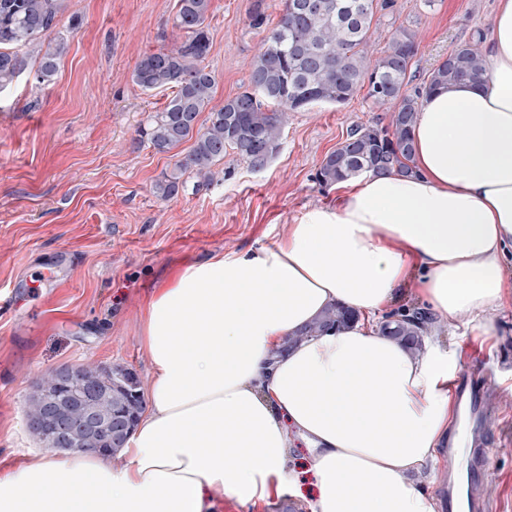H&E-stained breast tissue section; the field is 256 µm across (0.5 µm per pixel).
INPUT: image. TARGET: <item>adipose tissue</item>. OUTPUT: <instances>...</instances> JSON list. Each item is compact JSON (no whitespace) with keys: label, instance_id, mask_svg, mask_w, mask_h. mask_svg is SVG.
<instances>
[{"label":"adipose tissue","instance_id":"obj_1","mask_svg":"<svg viewBox=\"0 0 512 512\" xmlns=\"http://www.w3.org/2000/svg\"><path fill=\"white\" fill-rule=\"evenodd\" d=\"M483 73L424 94L413 171L366 173L272 245L189 263L150 289L147 409L116 453L35 452L0 471V512H438L419 476L456 416L455 349L375 322L411 286L491 336L512 303V0ZM344 326L305 330L335 307ZM305 449L307 470L293 452Z\"/></svg>","mask_w":512,"mask_h":512}]
</instances>
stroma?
Here are the masks:
<instances>
[{
    "label": "stroma",
    "instance_id": "35a3bbf8",
    "mask_svg": "<svg viewBox=\"0 0 512 512\" xmlns=\"http://www.w3.org/2000/svg\"><path fill=\"white\" fill-rule=\"evenodd\" d=\"M378 11L376 50L390 35L416 33L412 87L462 43L481 44L496 0H393ZM177 0H65L57 33L68 49L54 82L36 87L29 63L0 93V464L39 449L26 427L37 380L66 365L121 364L140 378L149 359L140 340L141 305L175 268L224 250L269 244L305 207L335 201L315 180L324 156L350 129L388 126L390 112L357 93L291 113L278 153L260 171L226 152L219 181L160 199L156 180L188 152L138 143L136 129L168 101L133 80L143 55L166 48ZM260 4L277 20L280 0H211L206 62L215 73L214 106L247 86L260 37L247 12ZM496 333L439 323L441 344L459 354V373L486 383L493 421L484 493L512 512V307Z\"/></svg>",
    "mask_w": 512,
    "mask_h": 512
}]
</instances>
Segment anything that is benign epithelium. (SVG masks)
I'll use <instances>...</instances> for the list:
<instances>
[{
    "mask_svg": "<svg viewBox=\"0 0 512 512\" xmlns=\"http://www.w3.org/2000/svg\"><path fill=\"white\" fill-rule=\"evenodd\" d=\"M59 390L50 392L37 384L32 397L45 408L40 419H27L31 432L40 435L43 446L51 450L82 452L80 438L92 436L108 452L120 448L136 420L123 412L105 418L94 405L103 396L101 387L83 377V366H65L54 370Z\"/></svg>",
    "mask_w": 512,
    "mask_h": 512,
    "instance_id": "7a95c632",
    "label": "benign epithelium"
}]
</instances>
